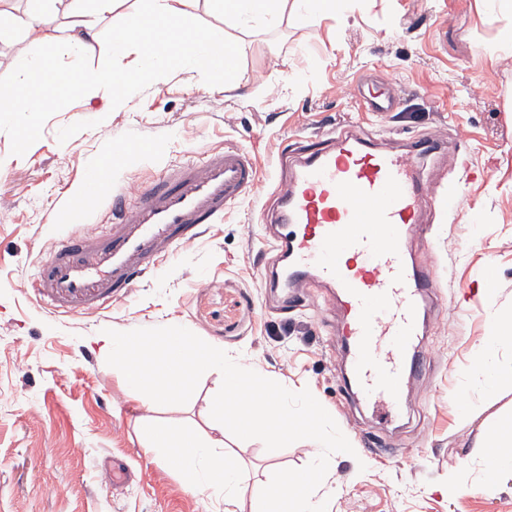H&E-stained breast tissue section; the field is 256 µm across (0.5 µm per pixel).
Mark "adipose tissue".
Listing matches in <instances>:
<instances>
[{
  "label": "adipose tissue",
  "mask_w": 512,
  "mask_h": 512,
  "mask_svg": "<svg viewBox=\"0 0 512 512\" xmlns=\"http://www.w3.org/2000/svg\"><path fill=\"white\" fill-rule=\"evenodd\" d=\"M149 28L131 34L127 21L112 26L109 47L112 54L110 67L84 71L80 64L85 50L100 42L98 21L112 13L118 0H28L26 17L0 9V19L7 27L18 29L29 44L44 43L45 32L58 15H66L73 36L63 45L52 48L49 54L31 53L21 65L17 76L18 94L0 99V115L9 112L39 114L52 109L56 103L44 88L53 82L56 62L67 59L69 67L78 70V90L92 95L99 87L116 89V103L129 101L140 85L146 81L163 79L172 68L189 73L198 81H206L214 72L233 74L237 69V49L225 42L220 54H200L195 45L200 40L194 32L195 10L198 0H146ZM225 21L242 29L256 24H275L282 19L309 21L332 17L341 0H211ZM134 57L135 72L123 68L126 57ZM512 348V312L497 314L493 327L474 351L477 383L486 394H495L501 382L512 381V365L499 361L502 347ZM480 458L486 471L512 474V414L499 419L484 441Z\"/></svg>",
  "instance_id": "1"
}]
</instances>
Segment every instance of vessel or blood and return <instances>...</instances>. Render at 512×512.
Returning a JSON list of instances; mask_svg holds the SVG:
<instances>
[{
  "label": "vessel or blood",
  "mask_w": 512,
  "mask_h": 512,
  "mask_svg": "<svg viewBox=\"0 0 512 512\" xmlns=\"http://www.w3.org/2000/svg\"><path fill=\"white\" fill-rule=\"evenodd\" d=\"M365 102L371 112L396 104L381 86L369 89ZM440 149L438 139L423 137L396 151L345 125L291 161L275 190L278 261L264 285L273 293L311 284L332 291L352 357L346 386L385 422L401 416L411 377L430 361L421 316L437 266L408 261L406 252L430 202L420 163ZM258 182L256 166L237 146L210 149L131 194L102 193L97 172L86 171L65 202L67 220L89 223L99 200L107 220L101 231L61 240L35 291L65 311L100 308L128 293L177 246L198 239L204 225L219 223Z\"/></svg>",
  "instance_id": "vessel-or-blood-1"
}]
</instances>
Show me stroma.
Segmentation results:
<instances>
[{
	"mask_svg": "<svg viewBox=\"0 0 512 512\" xmlns=\"http://www.w3.org/2000/svg\"><path fill=\"white\" fill-rule=\"evenodd\" d=\"M503 24L482 0H345L333 18L244 32L200 0L197 31L238 47L233 87L175 69L123 107L105 87L90 99L62 90L60 106L34 127L20 112L1 122L0 512H215L208 495L147 452L145 412L102 349L105 329L172 317L260 375L310 390L333 417L354 452L330 458L327 512H512V476L488 473L475 453L512 412V387L488 397L473 378L475 346L512 308V47L496 40ZM32 51L12 32L0 34V97H14L17 67ZM372 78L395 85L394 111L366 110L357 88ZM348 122L397 146L429 135L448 146L446 158L421 168L433 196L431 236L411 246L439 269L428 312L432 362L412 382L408 415L387 429L343 389L348 355L324 289H305L277 309L262 286L274 257L264 205L281 153ZM149 144L153 152L135 165L114 163L113 186L135 190L227 144L252 154L261 183L111 305L64 312L39 300L33 283L72 229L62 205L84 168L113 146ZM488 267L497 280L486 294L479 278ZM218 382L201 377L186 404L155 406V415L206 431ZM224 443L263 481L311 460L304 440L276 451L230 434ZM116 457L133 473L120 487L112 483Z\"/></svg>",
	"mask_w": 512,
	"mask_h": 512,
	"instance_id": "35a3bbf8",
	"label": "stroma"
}]
</instances>
